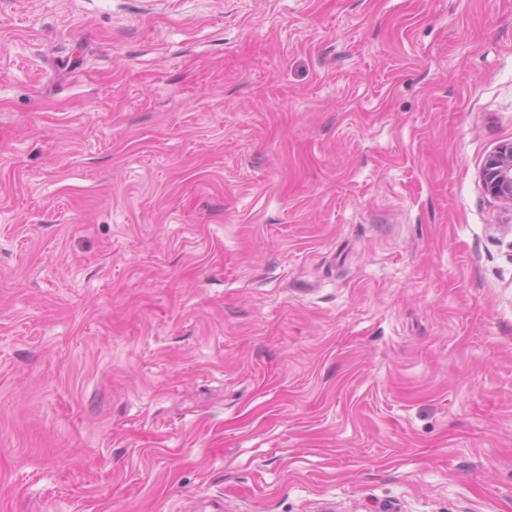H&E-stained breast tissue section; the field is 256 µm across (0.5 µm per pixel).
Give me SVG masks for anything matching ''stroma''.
<instances>
[{
	"mask_svg": "<svg viewBox=\"0 0 512 512\" xmlns=\"http://www.w3.org/2000/svg\"><path fill=\"white\" fill-rule=\"evenodd\" d=\"M512 0H0V512H512ZM484 191L512 207V141L500 144L482 166Z\"/></svg>",
	"mask_w": 512,
	"mask_h": 512,
	"instance_id": "stroma-1",
	"label": "stroma"
}]
</instances>
